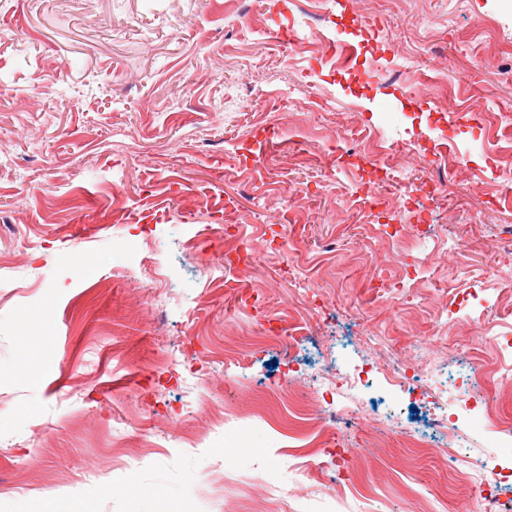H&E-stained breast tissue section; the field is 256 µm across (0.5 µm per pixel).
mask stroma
Segmentation results:
<instances>
[{
  "label": "stroma",
  "mask_w": 512,
  "mask_h": 512,
  "mask_svg": "<svg viewBox=\"0 0 512 512\" xmlns=\"http://www.w3.org/2000/svg\"><path fill=\"white\" fill-rule=\"evenodd\" d=\"M307 8L0 0V512L512 497L500 426L464 414L452 442L434 425L474 375L512 413V0ZM289 26L304 47L269 39ZM306 99L326 111H285ZM372 357L437 364L414 389L379 373L354 391L420 441L346 415L289 424L317 380Z\"/></svg>",
  "instance_id": "stroma-1"
}]
</instances>
